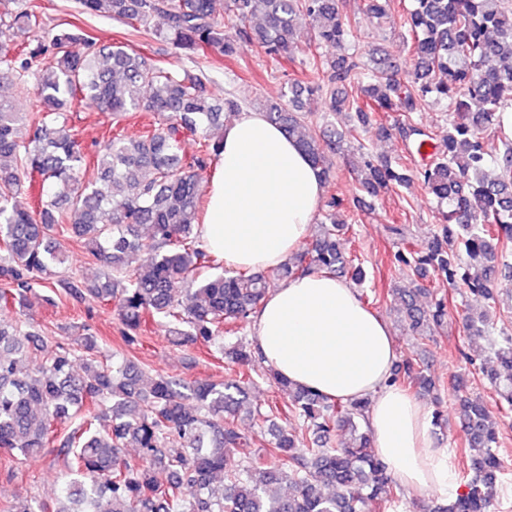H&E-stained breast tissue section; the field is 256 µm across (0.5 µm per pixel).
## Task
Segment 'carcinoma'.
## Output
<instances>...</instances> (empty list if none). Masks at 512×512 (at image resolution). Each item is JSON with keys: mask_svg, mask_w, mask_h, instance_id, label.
<instances>
[{"mask_svg": "<svg viewBox=\"0 0 512 512\" xmlns=\"http://www.w3.org/2000/svg\"><path fill=\"white\" fill-rule=\"evenodd\" d=\"M413 2L406 23L414 69L401 75L380 61L363 100L348 92L364 79L357 64L345 55H318L324 44L342 49L355 40L339 0H226L223 18L214 0H79V8L170 41L200 65L211 52L234 57L243 43L288 60L306 39L317 81L287 84L259 111L299 144L326 182L335 174L334 156L351 149V141L334 126L310 128L303 98L325 95L326 112L352 114L356 129L366 128L373 112L410 114L426 97L448 100V131L429 164L411 173L388 159L364 160L351 174L356 190L373 197L414 177L427 185L441 208V229L396 260L418 273L430 267L449 286L462 284L494 304L499 283L512 282V264L503 261L512 252V142L490 179L482 131L512 105V0ZM302 19L309 24L305 34ZM0 25L27 36L39 27L37 3L0 0ZM38 65L36 110L19 112L0 99V310L19 309V316L0 319V454H53L71 479L52 505L15 497L0 502V512H364L367 502L388 500L392 478L365 422L367 401L338 402L272 369L260 374L243 342L224 343V335L250 322L269 290L263 272H220L222 260L196 234L204 193L199 174L221 149L204 132L236 114L241 100L215 99L202 78L182 77L120 42L105 44L81 31L0 47V80L21 85ZM75 98L104 107L117 122L141 111L159 123L139 135L117 128L89 152L63 112ZM187 133L201 134L189 160L182 149ZM88 165L96 179L83 182L79 174ZM35 174L39 206L23 208L17 194ZM339 207L330 198L311 240L276 269L278 276L350 269L357 282L365 280L361 260L337 247L349 229L336 219ZM70 241L98 262L100 278L60 272ZM474 264L483 275L469 274ZM44 285L78 303L91 297L113 305L126 349L106 356L94 336L81 333L44 353L40 333L24 318ZM424 291L397 295L408 329L427 337L448 311L441 298L420 308L416 296ZM151 318L169 326L175 346L219 345L234 374L215 383L146 372L129 348ZM463 328L471 338L489 336L487 315H464ZM490 353L497 367L479 371L512 409V336L491 339ZM258 377L274 384L283 406L253 403ZM392 382L418 393L436 388L409 359L396 366ZM464 388L461 378L457 418L472 451L469 479L445 512H490L503 471L494 452L498 431L488 408L461 394ZM290 415L301 425L281 422ZM245 421L266 428V457H253ZM338 432L349 439L334 446ZM235 455L237 465L227 467ZM160 471L167 482L157 479Z\"/></svg>", "mask_w": 512, "mask_h": 512, "instance_id": "cac0c4a2", "label": "carcinoma"}]
</instances>
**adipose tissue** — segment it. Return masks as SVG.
Masks as SVG:
<instances>
[{
    "instance_id": "adipose-tissue-1",
    "label": "adipose tissue",
    "mask_w": 512,
    "mask_h": 512,
    "mask_svg": "<svg viewBox=\"0 0 512 512\" xmlns=\"http://www.w3.org/2000/svg\"><path fill=\"white\" fill-rule=\"evenodd\" d=\"M221 144L199 238L227 269L278 268L307 241L324 180L264 113L241 111L225 125ZM253 327L256 355L296 385L344 403L369 398L366 419L379 458L411 494L456 496L430 411L391 381V329L355 288L321 273L288 280L262 302Z\"/></svg>"
}]
</instances>
